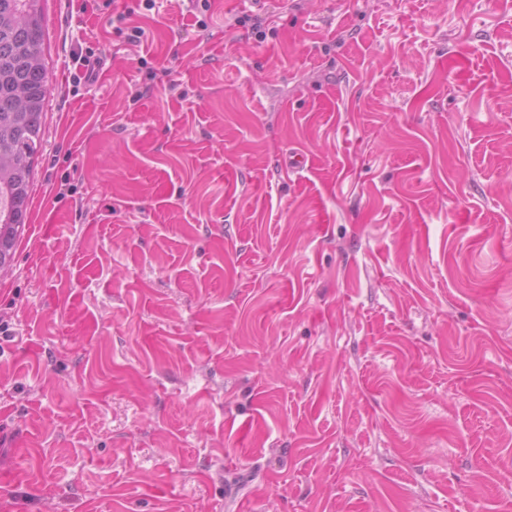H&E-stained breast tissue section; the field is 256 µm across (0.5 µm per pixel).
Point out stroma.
Wrapping results in <instances>:
<instances>
[{
  "label": "stroma",
  "instance_id": "35a3bbf8",
  "mask_svg": "<svg viewBox=\"0 0 512 512\" xmlns=\"http://www.w3.org/2000/svg\"><path fill=\"white\" fill-rule=\"evenodd\" d=\"M210 3L44 2L0 512H512V0ZM138 1L144 3H138L135 5V7L127 8L125 12L118 13L115 16L112 15V29L119 34H124V31L130 32V34H127L128 39H139L143 35L142 28L140 26L134 25L130 21L135 13H139L138 11L136 12V10H139L143 4L144 9L147 11H151L156 6L155 0ZM72 60L75 69H78L81 75L78 77L79 83L83 80L85 83L92 84L97 80L103 65L101 53L96 54L93 48H83L79 44L72 54Z\"/></svg>",
  "mask_w": 512,
  "mask_h": 512
}]
</instances>
